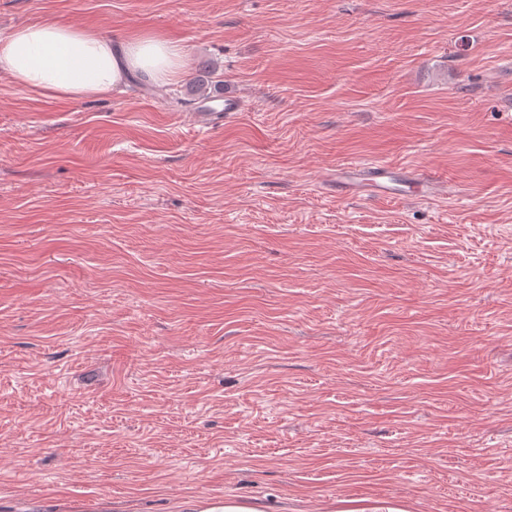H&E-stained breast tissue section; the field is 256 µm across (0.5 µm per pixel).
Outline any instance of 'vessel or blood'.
Here are the masks:
<instances>
[{"instance_id":"1","label":"vessel or blood","mask_w":512,"mask_h":512,"mask_svg":"<svg viewBox=\"0 0 512 512\" xmlns=\"http://www.w3.org/2000/svg\"><path fill=\"white\" fill-rule=\"evenodd\" d=\"M336 192L352 196L366 193L377 198L402 200L429 199L439 194L441 182L428 173L399 174L377 161L351 162L336 171Z\"/></svg>"}]
</instances>
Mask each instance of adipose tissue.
<instances>
[{"label": "adipose tissue", "mask_w": 512, "mask_h": 512, "mask_svg": "<svg viewBox=\"0 0 512 512\" xmlns=\"http://www.w3.org/2000/svg\"><path fill=\"white\" fill-rule=\"evenodd\" d=\"M182 67V48L160 36L114 38L50 22L20 25L0 35V73L50 96L103 98L134 79L171 82Z\"/></svg>", "instance_id": "ef3b65f1"}]
</instances>
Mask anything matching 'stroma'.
<instances>
[{
	"mask_svg": "<svg viewBox=\"0 0 512 512\" xmlns=\"http://www.w3.org/2000/svg\"><path fill=\"white\" fill-rule=\"evenodd\" d=\"M43 20L186 68L0 74V512H512V0H0ZM353 160L446 189L337 196ZM182 512H261L254 503L242 498L226 496L201 500L190 498L181 504ZM343 504L345 501L338 500L336 501V509L331 507L329 511L336 512H408V509L403 502L391 501V500H382L375 501L373 503L368 504L367 507L350 509L346 508Z\"/></svg>",
	"mask_w": 512,
	"mask_h": 512,
	"instance_id": "35a3bbf8",
	"label": "stroma"
}]
</instances>
